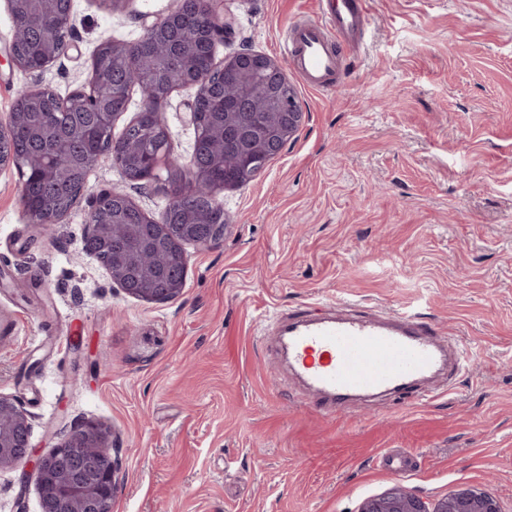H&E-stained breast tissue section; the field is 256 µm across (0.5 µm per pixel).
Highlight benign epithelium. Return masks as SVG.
<instances>
[{"instance_id": "benign-epithelium-1", "label": "benign epithelium", "mask_w": 512, "mask_h": 512, "mask_svg": "<svg viewBox=\"0 0 512 512\" xmlns=\"http://www.w3.org/2000/svg\"><path fill=\"white\" fill-rule=\"evenodd\" d=\"M56 24L49 23L43 31L46 33L45 51L47 65L51 66L64 56L70 42L58 44L52 37ZM228 21L209 13L204 27V37L214 48L224 42V30ZM234 65L266 69L288 82L284 66L267 55L256 52L239 51L231 57ZM53 96L59 102H72L84 107L101 106L109 97L105 87L93 88L82 85L62 97L45 87L25 90L24 97L32 101H42ZM285 125L282 138L272 144L270 152L278 154L285 144L294 139L299 132L304 112L298 103L293 86H288V97L283 103ZM124 291L138 299L166 302L175 299L182 288L176 282L169 288H139L125 283ZM9 413L13 419V430L8 441L0 438V470L18 465L31 466L29 474L34 478L39 490L42 512H112V501L118 489V462L112 460L107 465L95 460L88 449L78 446L73 439L81 432L74 430L60 445L47 454H38L30 444V423L27 414L17 401L0 394V415ZM111 429L96 425L92 432V443L102 452H107L111 444ZM360 512H500L497 500L471 487H460L448 494V497L430 504L400 486H395L386 494L364 503Z\"/></svg>"}]
</instances>
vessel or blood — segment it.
I'll return each mask as SVG.
<instances>
[{
	"label": "vessel or blood",
	"instance_id": "1",
	"mask_svg": "<svg viewBox=\"0 0 512 512\" xmlns=\"http://www.w3.org/2000/svg\"><path fill=\"white\" fill-rule=\"evenodd\" d=\"M315 19L289 25L280 50L312 88L340 69L338 48L358 45L370 19V0H317ZM277 350L322 414L348 399L386 392L418 393L420 381L447 361V339L418 316L395 312L341 314L338 304L320 312L297 310L272 330Z\"/></svg>",
	"mask_w": 512,
	"mask_h": 512
}]
</instances>
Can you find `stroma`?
Returning a JSON list of instances; mask_svg holds the SVG:
<instances>
[{
  "label": "stroma",
  "instance_id": "obj_1",
  "mask_svg": "<svg viewBox=\"0 0 512 512\" xmlns=\"http://www.w3.org/2000/svg\"><path fill=\"white\" fill-rule=\"evenodd\" d=\"M175 0H128L112 12L73 0L72 45L33 74L12 67V18L0 0V121L16 90L67 95L109 38L132 43ZM336 87L288 79L305 114L249 184L217 191L222 242L188 246L173 301L126 294L83 249L103 189L153 219L167 197L131 188L102 160L80 204L30 228L16 170L0 172V316L24 338L0 347V393L27 413L50 452L77 426L112 431L121 486L112 512H359L395 485L427 502L461 486L512 512V0H372ZM234 34L280 59L281 34L314 0H224ZM194 90L163 112L188 158ZM351 300L408 311L474 357L447 394L312 409L270 346L277 318ZM408 457L405 473L387 456ZM0 470V512H40L35 481Z\"/></svg>",
  "mask_w": 512,
  "mask_h": 512
}]
</instances>
